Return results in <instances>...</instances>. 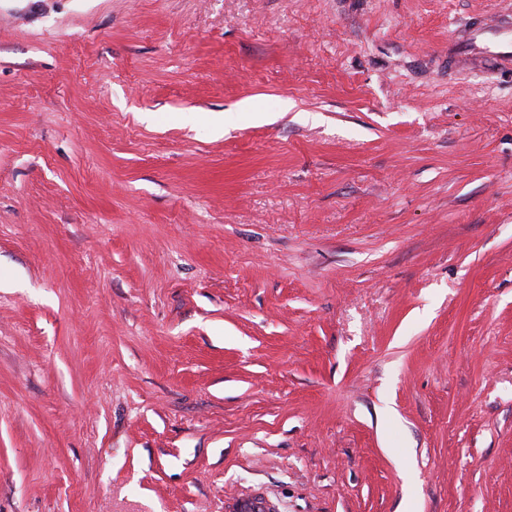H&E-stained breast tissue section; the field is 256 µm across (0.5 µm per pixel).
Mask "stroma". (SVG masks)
<instances>
[{"mask_svg": "<svg viewBox=\"0 0 512 512\" xmlns=\"http://www.w3.org/2000/svg\"><path fill=\"white\" fill-rule=\"evenodd\" d=\"M512 0H0V512H512ZM448 66L512 70L510 8L477 25L457 26L448 35ZM228 512H265L270 509L267 500L259 493L235 496L226 501Z\"/></svg>", "mask_w": 512, "mask_h": 512, "instance_id": "stroma-1", "label": "stroma"}]
</instances>
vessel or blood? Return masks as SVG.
<instances>
[{
  "label": "vessel or blood",
  "mask_w": 512,
  "mask_h": 512,
  "mask_svg": "<svg viewBox=\"0 0 512 512\" xmlns=\"http://www.w3.org/2000/svg\"><path fill=\"white\" fill-rule=\"evenodd\" d=\"M448 64L452 67H487L512 70V12L506 11L476 25L458 26L448 35ZM261 494L227 500V512H268Z\"/></svg>",
  "instance_id": "obj_1"
}]
</instances>
